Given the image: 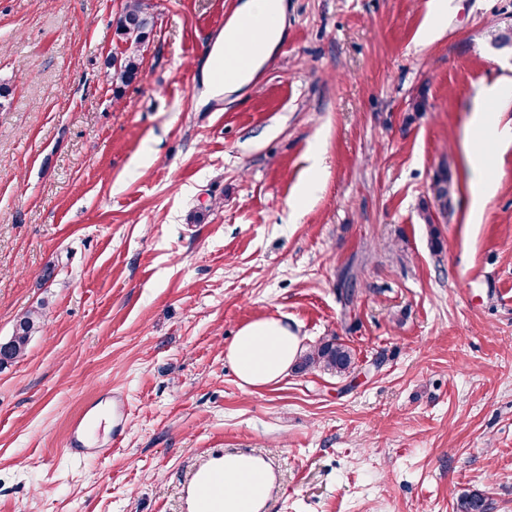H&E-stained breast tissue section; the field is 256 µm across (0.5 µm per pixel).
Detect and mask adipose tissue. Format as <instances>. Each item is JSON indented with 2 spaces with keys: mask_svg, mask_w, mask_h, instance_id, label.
Here are the masks:
<instances>
[{
  "mask_svg": "<svg viewBox=\"0 0 512 512\" xmlns=\"http://www.w3.org/2000/svg\"><path fill=\"white\" fill-rule=\"evenodd\" d=\"M281 0H244L240 17L224 29L225 41L240 42L255 64L266 62L281 34ZM301 338L280 318L252 321L242 326L225 349L242 385L263 387L279 381L292 366ZM270 481L255 466L228 462L218 490L224 498L223 512H260Z\"/></svg>",
  "mask_w": 512,
  "mask_h": 512,
  "instance_id": "obj_1",
  "label": "adipose tissue"
}]
</instances>
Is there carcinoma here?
Listing matches in <instances>:
<instances>
[{
    "mask_svg": "<svg viewBox=\"0 0 512 512\" xmlns=\"http://www.w3.org/2000/svg\"><path fill=\"white\" fill-rule=\"evenodd\" d=\"M157 24V17L149 10L145 0H125L114 20L115 35L124 43V49L108 61L113 90L121 94L140 76L143 66V48ZM441 214L448 213L453 185L449 175L435 179L430 187ZM44 324L42 309L25 312L17 320L13 335L7 340L8 349L0 351V368L25 355L32 336ZM354 356L349 346L338 337L322 339L299 356L297 369H319L343 374L354 368ZM488 496L480 490L463 493L457 500L455 512H489Z\"/></svg>",
    "mask_w": 512,
    "mask_h": 512,
    "instance_id": "obj_1",
    "label": "carcinoma"
}]
</instances>
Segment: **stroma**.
<instances>
[{
	"instance_id": "1",
	"label": "stroma",
	"mask_w": 512,
	"mask_h": 512,
	"mask_svg": "<svg viewBox=\"0 0 512 512\" xmlns=\"http://www.w3.org/2000/svg\"><path fill=\"white\" fill-rule=\"evenodd\" d=\"M149 2L117 96L123 0H0V341L46 319L0 370V512H185L212 447L274 464L266 512H453L466 488L512 512V96L473 124L477 89L512 85V0H443L438 26L431 0H285L271 59L221 96L242 0ZM263 318L354 369L242 386L224 348ZM92 404L111 450L84 462L65 445ZM149 9L144 0H125L114 20L115 35L125 45L107 63L110 69L108 76L117 96L141 74L142 51L157 24V17ZM433 198L439 207V211L442 215L448 213V207L450 204V197L453 192V185L449 175L445 174L435 179L430 187ZM44 324V313L41 308L25 312L17 320L13 335L6 341L8 349H0V368L12 363L25 355L32 336Z\"/></svg>"
}]
</instances>
